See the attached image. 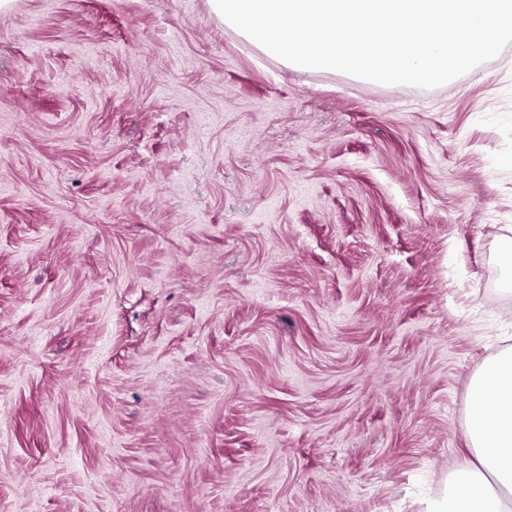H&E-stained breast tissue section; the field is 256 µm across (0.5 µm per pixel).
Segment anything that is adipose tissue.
<instances>
[{"instance_id":"1","label":"adipose tissue","mask_w":512,"mask_h":512,"mask_svg":"<svg viewBox=\"0 0 512 512\" xmlns=\"http://www.w3.org/2000/svg\"><path fill=\"white\" fill-rule=\"evenodd\" d=\"M466 442L476 463L448 479L427 512H512V347L489 356L469 383Z\"/></svg>"}]
</instances>
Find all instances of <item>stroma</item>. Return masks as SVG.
<instances>
[{
    "instance_id": "obj_1",
    "label": "stroma",
    "mask_w": 512,
    "mask_h": 512,
    "mask_svg": "<svg viewBox=\"0 0 512 512\" xmlns=\"http://www.w3.org/2000/svg\"><path fill=\"white\" fill-rule=\"evenodd\" d=\"M512 44L298 71L208 0L0 12V512H423L512 336Z\"/></svg>"
}]
</instances>
